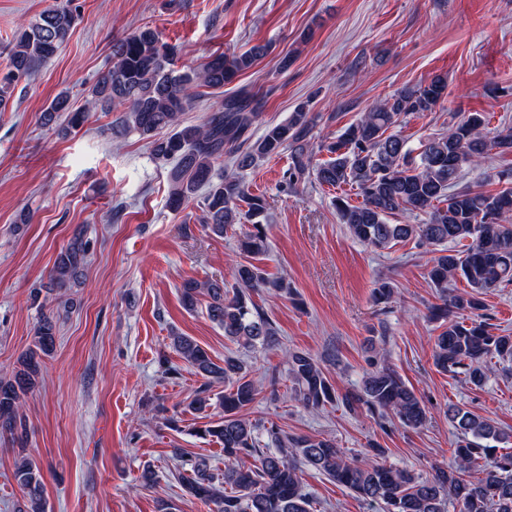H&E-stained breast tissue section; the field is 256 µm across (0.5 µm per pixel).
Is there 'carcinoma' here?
Wrapping results in <instances>:
<instances>
[{
	"mask_svg": "<svg viewBox=\"0 0 512 512\" xmlns=\"http://www.w3.org/2000/svg\"><path fill=\"white\" fill-rule=\"evenodd\" d=\"M77 13L70 4H56L37 18L24 22L9 42L5 72L0 76V112L8 110L18 82L27 80L56 54L70 37ZM266 47L229 59L211 57L198 70H178L176 47L160 33L144 26L112 44V66L88 89L86 104L74 109L70 96L60 94L42 111L49 125L64 117L62 130L82 127L93 109L118 112L111 132L121 138L132 131L149 139L153 158L175 162L169 173L168 205L176 211L205 187L204 227L216 236L250 223L238 238L241 255L234 283L188 279L180 288L183 308L192 313L207 298L208 318L224 329V337L244 349L278 343V330L253 300L262 290L291 293L284 278H270L253 262L265 252L261 217L264 200L250 194L243 172L259 161L283 152L290 163L285 183L293 186L313 179L321 186L348 185L362 197L352 205L348 197L334 200L336 213L351 236L376 248L389 249L413 241L434 253L428 278L438 302L427 307L429 319L439 323L434 363L443 372L463 375L475 387L484 386L497 366L512 362V335L490 323L482 313L481 296L512 285V179L497 176L494 192L461 185L464 174L484 165L492 155L512 154V127L486 129L481 112H467L448 123V130L429 138L419 152L392 128L407 118L432 112L445 98L446 76L434 75L428 84L403 87L373 105L335 140L311 144L315 115L300 105L281 123H268L252 140L258 121V101L247 91L224 99L221 107L198 125H183L181 115L203 97L200 88L222 89L239 73L264 56ZM163 129L167 137H156ZM329 159L315 161L316 152ZM225 163L224 174L214 177L215 166ZM404 213L419 224H391L389 217ZM461 246L457 250L453 245ZM88 242L79 234L57 255L49 272V287L59 291L79 283L86 263ZM462 279L468 290L448 293ZM56 317L44 314L34 329L32 344L21 355L12 376L0 379V436L23 444L26 428L23 402L34 390L41 371L38 358L55 345ZM173 348L194 371L207 379L188 408L220 417L200 434L223 446L228 463L224 471L211 469L206 458L191 463L183 479L185 491L217 512H311L303 491L300 465H309L359 497L381 503L384 512H512V452L498 453L496 444L509 432L494 421L453 404L448 421L456 430L455 466L436 468L428 475L377 460L360 461L325 438L294 436L277 426L265 429L244 410L260 395L249 378L244 360L224 358L215 363L192 337L171 336ZM292 377L291 398L320 409L337 402L350 410L364 407L381 418L392 416L406 427L427 421L422 401L385 359L376 360L359 391L344 396L308 354L285 353ZM224 380L230 389L211 394V383ZM242 457L250 465L237 463ZM14 481L27 496L26 512H46L44 472L25 448H19Z\"/></svg>",
	"mask_w": 512,
	"mask_h": 512,
	"instance_id": "obj_1",
	"label": "carcinoma"
}]
</instances>
